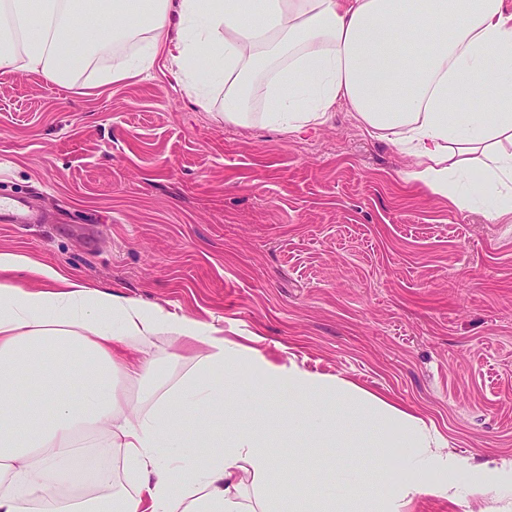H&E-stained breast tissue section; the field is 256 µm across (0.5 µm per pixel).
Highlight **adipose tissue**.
<instances>
[{"mask_svg":"<svg viewBox=\"0 0 512 512\" xmlns=\"http://www.w3.org/2000/svg\"><path fill=\"white\" fill-rule=\"evenodd\" d=\"M79 0H0V69L19 66L69 83L92 53L122 38L145 45L105 74L120 84L165 57L178 85L204 104L224 83L225 122L256 117L299 138L348 105L369 137L391 142L409 160L403 175L457 207L481 199L490 217H512V0H108L81 25ZM23 54H16L15 40ZM264 88L262 101L251 94ZM478 175V192L462 183ZM28 271L22 288L9 272ZM201 347L194 369L151 398L129 399L117 378L155 376L132 342L159 334ZM258 374L265 394L282 388L308 399L281 423H303L312 448L336 441V414L364 419L354 437L369 472L342 496L324 495L316 512H402L417 494L447 496L445 474L465 472L490 496L512 488V461L475 468L433 447L424 421L350 382L296 364H276L221 336L217 326L163 305L93 289L28 255L0 251V512H267L266 500L300 512L304 471L282 465L278 449L252 424L216 439L224 403L242 392L241 370ZM209 408L193 431L181 412ZM98 429L122 454L131 489L98 493L77 483L81 456ZM399 467L436 473L440 482L394 479ZM207 451L197 464L193 449ZM258 486L253 499L243 490Z\"/></svg>","mask_w":512,"mask_h":512,"instance_id":"1","label":"adipose tissue"}]
</instances>
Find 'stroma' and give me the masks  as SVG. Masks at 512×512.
Returning a JSON list of instances; mask_svg holds the SVG:
<instances>
[{
	"label": "stroma",
	"mask_w": 512,
	"mask_h": 512,
	"mask_svg": "<svg viewBox=\"0 0 512 512\" xmlns=\"http://www.w3.org/2000/svg\"><path fill=\"white\" fill-rule=\"evenodd\" d=\"M131 38L92 54L69 85L0 71V197H26L43 224H1L0 250L159 303L223 328L268 360L339 376L423 419L440 446L476 465L512 460V222L461 209L402 174L408 160L365 136L347 107L303 138L220 116L224 86L195 104L163 63L101 83L138 54ZM143 396L193 366L161 334ZM227 417L279 418L302 396L270 397L251 375ZM336 418V444L298 501L362 476ZM451 496H416L405 512H512L464 473Z\"/></svg>",
	"instance_id": "1"
}]
</instances>
